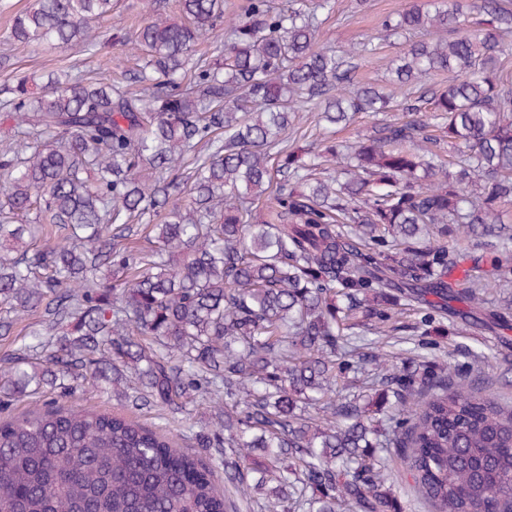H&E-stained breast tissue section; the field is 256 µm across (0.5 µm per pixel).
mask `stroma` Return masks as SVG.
<instances>
[{"label":"stroma","mask_w":512,"mask_h":512,"mask_svg":"<svg viewBox=\"0 0 512 512\" xmlns=\"http://www.w3.org/2000/svg\"><path fill=\"white\" fill-rule=\"evenodd\" d=\"M34 0H0V84L16 75H26L43 82L57 67L78 63L80 69L98 70L103 59H111L113 74H120L132 64L130 51L123 41L148 16L152 0H116L111 19L103 28V45L98 56L88 57L71 51L35 54L16 46L6 47L5 39L12 18L33 4ZM413 0H366L356 7L355 0H338L335 13L322 25V44L347 49L366 38H376L375 56L361 61L357 77L361 82L381 84L387 69L399 53L395 37L385 36L382 20L389 14L409 7ZM488 306L472 308L453 301L447 310L436 311L440 334L431 337L427 354L436 365L454 367L460 373L486 368L497 381L488 390V398L512 405V370L504 361L512 359V329L488 328Z\"/></svg>","instance_id":"obj_1"}]
</instances>
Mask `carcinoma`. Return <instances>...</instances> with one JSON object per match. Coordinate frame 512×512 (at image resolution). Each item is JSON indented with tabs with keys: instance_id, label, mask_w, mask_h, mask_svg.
Masks as SVG:
<instances>
[{
	"instance_id": "carcinoma-1",
	"label": "carcinoma",
	"mask_w": 512,
	"mask_h": 512,
	"mask_svg": "<svg viewBox=\"0 0 512 512\" xmlns=\"http://www.w3.org/2000/svg\"><path fill=\"white\" fill-rule=\"evenodd\" d=\"M113 4L35 0L7 40L94 55ZM178 9H152L119 77L74 66L0 98V400L108 383L194 444L92 406L30 409L0 422V512H226L203 448L224 449V484L262 512H400L390 454L433 512H512V406L480 396L490 376L436 372L425 342L383 353L402 301L454 297L455 253L512 246V0L386 16L393 84L448 74L398 101L358 85L373 39L319 44L336 0ZM203 30L224 39L211 61ZM313 109L405 119L313 153L296 142ZM456 287L481 302L512 280L469 270Z\"/></svg>"
}]
</instances>
